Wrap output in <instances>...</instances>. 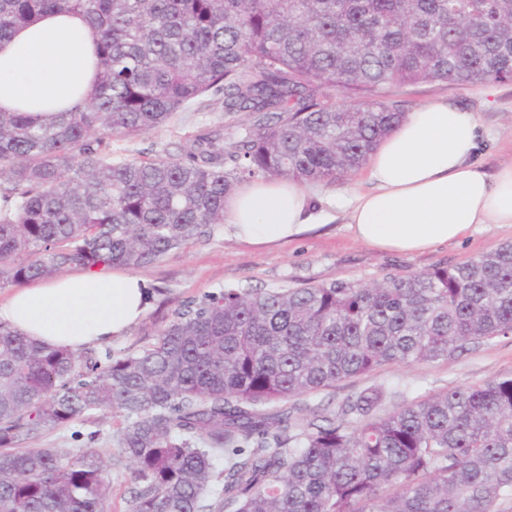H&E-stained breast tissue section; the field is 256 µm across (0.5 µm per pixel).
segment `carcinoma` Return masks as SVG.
<instances>
[{
  "mask_svg": "<svg viewBox=\"0 0 512 512\" xmlns=\"http://www.w3.org/2000/svg\"><path fill=\"white\" fill-rule=\"evenodd\" d=\"M54 12L84 18L98 73L69 112L0 111V288L154 264L255 178L343 179L405 119L392 88L512 81V0H0V42ZM210 94L243 133L112 159ZM511 335L512 242L372 286L228 287L103 360L0 324V512H107L118 459L125 512H508L512 377L386 413L367 388L339 420L309 399ZM106 409L105 451L23 447Z\"/></svg>",
  "mask_w": 512,
  "mask_h": 512,
  "instance_id": "obj_1",
  "label": "carcinoma"
}]
</instances>
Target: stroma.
Listing matches in <instances>:
<instances>
[{
	"label": "stroma",
	"mask_w": 512,
	"mask_h": 512,
	"mask_svg": "<svg viewBox=\"0 0 512 512\" xmlns=\"http://www.w3.org/2000/svg\"><path fill=\"white\" fill-rule=\"evenodd\" d=\"M392 100L403 112L438 98L453 100L475 112L480 122L477 159L487 173L512 158V81L459 88L450 84L419 83L393 89ZM221 97L210 96L199 112H183L170 124L133 138L111 140L114 156L139 158L177 153L198 130L224 129ZM371 187L367 170L334 183L308 185L327 214L320 226L287 245L252 246L237 242L225 225H215L210 238L194 241L160 261L138 269V276L155 294L143 319L112 351H134L151 342L171 312L187 300L214 292L227 284L244 288H275L343 279L370 284L390 276L422 273L439 264L465 262L504 241L512 228L489 226L459 242L414 255L376 250L357 241L342 218L343 206L353 191ZM512 376V336L495 339L474 350L427 364L386 365L369 374L337 383L318 400L339 406L349 395L381 386L388 394L384 410L403 402L429 397L457 386H473L493 378ZM118 421L111 413L94 411L37 440V448H108Z\"/></svg>",
	"instance_id": "obj_1"
}]
</instances>
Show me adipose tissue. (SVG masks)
Returning a JSON list of instances; mask_svg holds the SVG:
<instances>
[{
	"mask_svg": "<svg viewBox=\"0 0 512 512\" xmlns=\"http://www.w3.org/2000/svg\"><path fill=\"white\" fill-rule=\"evenodd\" d=\"M97 72L83 18L46 14L0 42V111L45 115L83 102ZM476 115L439 99L410 112L369 158L373 190L350 198L346 219L358 241L416 254L457 241L479 225L512 227V161L487 174L475 161ZM301 183L259 180L225 204L232 237L250 245L297 238L314 225ZM151 298L144 278L106 268L15 290L0 323L45 347L79 353L125 336Z\"/></svg>",
	"mask_w": 512,
	"mask_h": 512,
	"instance_id": "obj_1",
	"label": "adipose tissue"
}]
</instances>
